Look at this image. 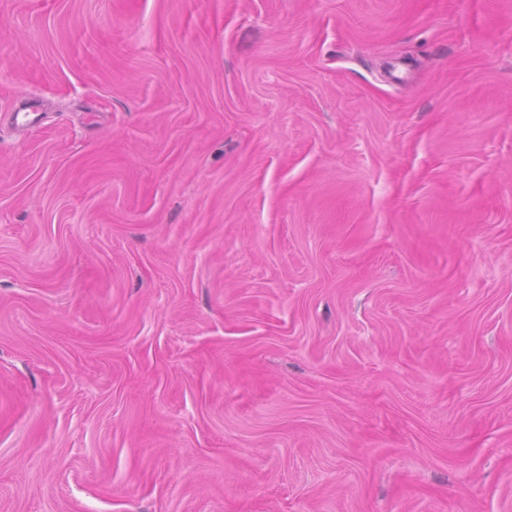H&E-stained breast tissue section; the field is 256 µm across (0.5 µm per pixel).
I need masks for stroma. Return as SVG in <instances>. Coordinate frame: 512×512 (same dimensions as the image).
<instances>
[{
    "label": "stroma",
    "instance_id": "obj_1",
    "mask_svg": "<svg viewBox=\"0 0 512 512\" xmlns=\"http://www.w3.org/2000/svg\"><path fill=\"white\" fill-rule=\"evenodd\" d=\"M0 512H512V0H0Z\"/></svg>",
    "mask_w": 512,
    "mask_h": 512
}]
</instances>
